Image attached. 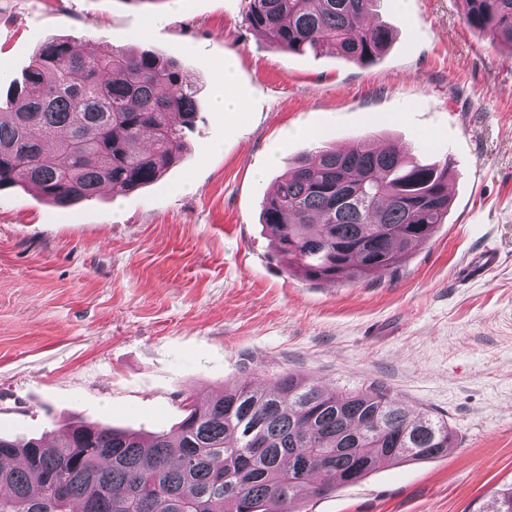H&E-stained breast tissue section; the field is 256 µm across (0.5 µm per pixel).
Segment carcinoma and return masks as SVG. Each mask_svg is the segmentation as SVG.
Returning <instances> with one entry per match:
<instances>
[{
	"label": "carcinoma",
	"mask_w": 512,
	"mask_h": 512,
	"mask_svg": "<svg viewBox=\"0 0 512 512\" xmlns=\"http://www.w3.org/2000/svg\"><path fill=\"white\" fill-rule=\"evenodd\" d=\"M377 0H248L246 21L274 48L332 50L362 65L392 30L364 24ZM465 24L512 55V0H460ZM45 39L0 97V189L31 186L63 207L161 179L199 112L178 63L152 51L102 52ZM448 162L422 164L398 142L319 147L263 205L288 271L363 279L396 269L448 217ZM176 435L149 438L75 423L55 441L0 436V512H291L297 499L360 481L381 463L448 453V421L382 387L326 391L288 374L276 386H224ZM484 512H512V486Z\"/></svg>",
	"instance_id": "obj_1"
}]
</instances>
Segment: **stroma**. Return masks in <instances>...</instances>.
Wrapping results in <instances>:
<instances>
[{
  "label": "stroma",
  "mask_w": 512,
  "mask_h": 512,
  "mask_svg": "<svg viewBox=\"0 0 512 512\" xmlns=\"http://www.w3.org/2000/svg\"><path fill=\"white\" fill-rule=\"evenodd\" d=\"M247 2L0 0L10 77L45 37L92 38L176 59L200 107L179 158L137 192L62 207L0 190V433L76 416L172 432L187 397L287 373L337 393L380 384L447 419V455L380 465L294 512H482L512 486V54L460 0H380L393 42L364 67L269 46ZM228 50L240 112L213 107ZM388 140L450 161L446 223L391 272L288 274L267 194L316 144ZM488 248L497 265L461 278Z\"/></svg>",
  "instance_id": "obj_1"
}]
</instances>
